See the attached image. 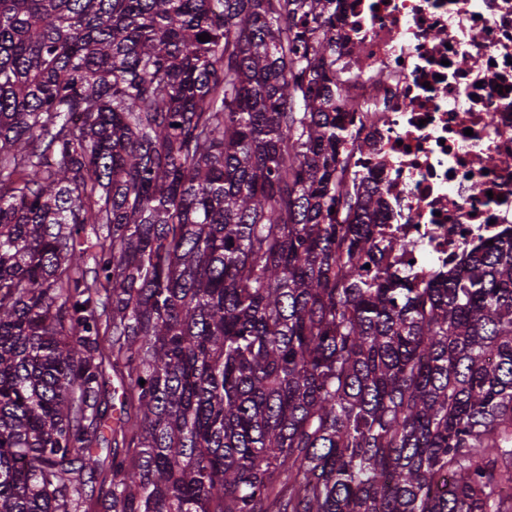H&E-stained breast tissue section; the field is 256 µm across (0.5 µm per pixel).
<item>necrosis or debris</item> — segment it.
<instances>
[{
	"mask_svg": "<svg viewBox=\"0 0 512 512\" xmlns=\"http://www.w3.org/2000/svg\"><path fill=\"white\" fill-rule=\"evenodd\" d=\"M327 35L398 263L428 277L512 225V0H339Z\"/></svg>",
	"mask_w": 512,
	"mask_h": 512,
	"instance_id": "necrosis-or-debris-1",
	"label": "necrosis or debris"
}]
</instances>
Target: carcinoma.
Segmentation results:
<instances>
[{
	"label": "carcinoma",
	"instance_id": "obj_1",
	"mask_svg": "<svg viewBox=\"0 0 512 512\" xmlns=\"http://www.w3.org/2000/svg\"><path fill=\"white\" fill-rule=\"evenodd\" d=\"M336 2L0 0V512H512V225L389 262Z\"/></svg>",
	"mask_w": 512,
	"mask_h": 512
}]
</instances>
